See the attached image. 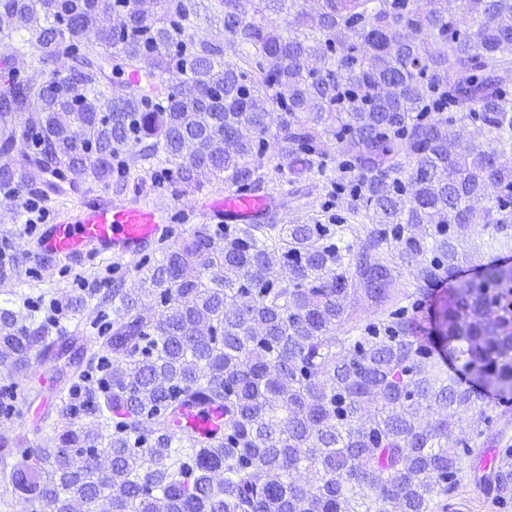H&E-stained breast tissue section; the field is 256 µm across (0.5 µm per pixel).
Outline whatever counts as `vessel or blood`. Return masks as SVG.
Segmentation results:
<instances>
[{"label": "vessel or blood", "instance_id": "obj_1", "mask_svg": "<svg viewBox=\"0 0 512 512\" xmlns=\"http://www.w3.org/2000/svg\"><path fill=\"white\" fill-rule=\"evenodd\" d=\"M267 208L265 197L229 190L205 197L200 212L210 224H248ZM179 220L178 211L163 213L144 200L116 203L108 197L86 198L42 225L38 253L57 262L87 255L130 262ZM222 419L217 408L192 410L185 426L189 434L202 435L217 430Z\"/></svg>", "mask_w": 512, "mask_h": 512}]
</instances>
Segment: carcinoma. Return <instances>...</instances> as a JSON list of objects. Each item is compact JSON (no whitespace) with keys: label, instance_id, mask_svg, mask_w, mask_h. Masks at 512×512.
I'll list each match as a JSON object with an SVG mask.
<instances>
[{"label":"carcinoma","instance_id":"1","mask_svg":"<svg viewBox=\"0 0 512 512\" xmlns=\"http://www.w3.org/2000/svg\"><path fill=\"white\" fill-rule=\"evenodd\" d=\"M0 35V156L36 140L0 165L17 197L65 207L90 181L143 200L209 175L307 194L329 170L350 197L340 218L272 208L253 224L170 230L89 295L101 313L89 350L52 336L42 299L0 300L1 365L19 374L38 348L75 368L56 447L29 446L20 464L27 438L0 440L1 502L441 512L464 460L488 448L498 461L480 484L512 500V405H481L485 392L512 400V264H482L433 312L485 392L437 373L419 336L431 288L476 227L512 249V0H0ZM64 54L72 65L53 81L19 66ZM77 125L106 153L60 143ZM489 183L496 195L474 206ZM19 397L0 385V417ZM215 405L224 427L183 432L186 412ZM441 406L482 425L422 415Z\"/></svg>","mask_w":512,"mask_h":512}]
</instances>
